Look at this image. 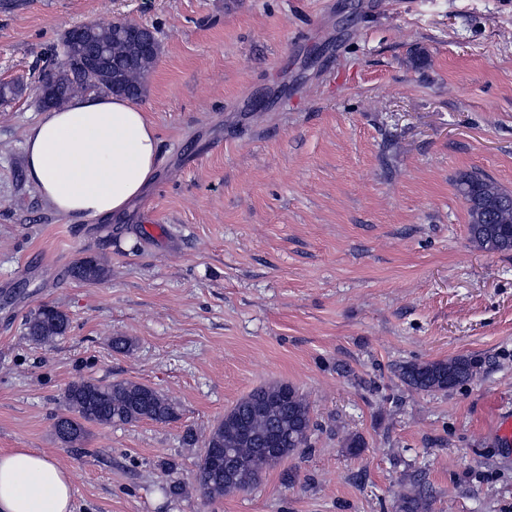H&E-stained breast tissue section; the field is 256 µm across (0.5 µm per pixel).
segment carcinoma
Returning a JSON list of instances; mask_svg holds the SVG:
<instances>
[{"instance_id":"obj_1","label":"carcinoma","mask_w":512,"mask_h":512,"mask_svg":"<svg viewBox=\"0 0 512 512\" xmlns=\"http://www.w3.org/2000/svg\"><path fill=\"white\" fill-rule=\"evenodd\" d=\"M121 27H94L92 37L108 46L112 57L127 52L126 43L116 37ZM159 51L141 57L125 76L123 86L112 89L121 94L146 93V82ZM42 82L56 91L55 106L87 91H104L90 78H77L63 60L46 72ZM468 214V234L472 243L488 252L512 250V194L498 188L477 172L462 173L455 182ZM74 277L85 281L100 278L101 268L92 259H82L72 268ZM65 313L44 305L26 320L28 336L48 343L66 333ZM482 361L461 355L446 361H409L396 367L400 381L416 392L448 391L471 380ZM64 414L55 422V433L62 442L74 444L84 438L86 425L133 424L142 420L168 422L175 417L171 401L153 388L127 380L106 384L93 381L72 383L64 393ZM313 422L311 403L287 383L265 384L239 400L203 440L204 451L197 456L196 482L209 498L229 494L224 487V460L232 457V476L238 490L253 488L263 472L300 454L309 445ZM396 512H430L428 496L421 490L401 492Z\"/></svg>"}]
</instances>
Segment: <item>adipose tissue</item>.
Listing matches in <instances>:
<instances>
[{"mask_svg": "<svg viewBox=\"0 0 512 512\" xmlns=\"http://www.w3.org/2000/svg\"><path fill=\"white\" fill-rule=\"evenodd\" d=\"M26 174L58 214L79 221L125 211L156 171L158 139L146 111L106 93L72 98L32 126ZM65 470L27 448L0 452V512H72Z\"/></svg>", "mask_w": 512, "mask_h": 512, "instance_id": "obj_1", "label": "adipose tissue"}]
</instances>
